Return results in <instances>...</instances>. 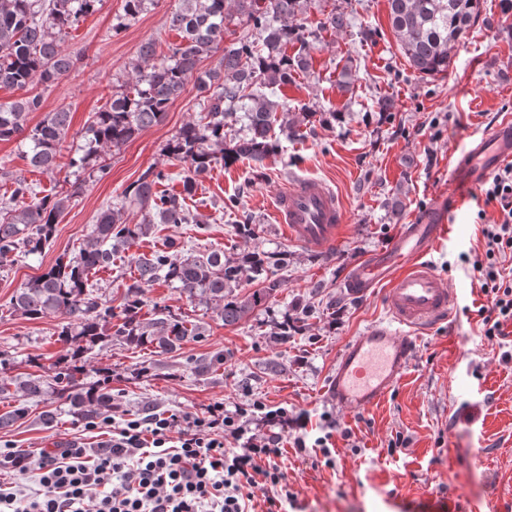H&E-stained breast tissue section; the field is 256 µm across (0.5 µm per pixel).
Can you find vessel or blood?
Returning a JSON list of instances; mask_svg holds the SVG:
<instances>
[{"instance_id": "1", "label": "vessel or blood", "mask_w": 512, "mask_h": 512, "mask_svg": "<svg viewBox=\"0 0 512 512\" xmlns=\"http://www.w3.org/2000/svg\"><path fill=\"white\" fill-rule=\"evenodd\" d=\"M512 162V118L495 123L470 147L451 158L448 193L404 225L384 251L353 266L344 282L352 294L387 288V316L349 341L336 359L328 399L340 410H366L383 400L404 377L412 337L446 321L457 295L428 261L450 230L449 218L466 202L465 189ZM276 218L289 239L313 250L336 241L347 216L340 197L324 182L294 183L276 202Z\"/></svg>"}]
</instances>
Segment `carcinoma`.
Segmentation results:
<instances>
[{"mask_svg":"<svg viewBox=\"0 0 512 512\" xmlns=\"http://www.w3.org/2000/svg\"><path fill=\"white\" fill-rule=\"evenodd\" d=\"M100 0H0V88L21 91L20 97L0 103V139H16L26 149L31 168L54 171L71 116L65 109L48 112L35 125L29 115L43 107L41 95L30 90L50 87L73 66L61 40L95 9ZM311 0H181L167 19L169 28L181 35L168 59L152 63L156 46L143 43L133 67L134 84L114 95L93 113L85 130L82 154L70 160L80 171L91 169L101 180L110 173L99 163L106 149H117L141 131L159 124L169 106L181 97L190 81L205 94L203 112L180 127L167 141L165 155L185 165L182 191L159 189L169 179L163 168L150 166L124 191L119 203L101 210L91 225L88 240L74 256H60L55 263L18 289L10 299L13 312L29 319L49 314L63 319L59 336L65 354L43 368L40 374L0 381V396L25 400L54 394L70 410L93 422L112 411V369L89 364L90 353L100 343L117 336L135 348L155 346L175 350L204 333L188 320L154 306L150 321L142 318L144 286L162 280L192 301L218 309L224 325L248 317L282 287L271 269L284 258L264 251H248L227 258L218 251L180 255L158 249L137 262V277L126 287L125 302L115 311L112 301L98 294L90 276L112 267L113 257L131 242L148 236L157 224H198L186 199L193 195L198 177L212 165L226 166L248 161L255 169L279 147L277 133L292 135L318 118L336 119L334 112H294L277 95L293 73L309 65L308 53L290 57L285 47L306 44L300 20ZM391 28L400 51L423 77L448 74L456 45L479 21L483 0H388ZM256 30L255 43L236 34L230 25ZM351 26L343 12H330L317 22L321 30L334 32ZM223 51L221 67L201 73L198 64ZM244 121L246 133L227 139L226 129ZM13 189L10 204L0 203V258L21 251L40 255L53 244L55 224L70 202L82 192L75 181L70 189L37 197L33 185L22 175L3 172ZM134 206L141 220L130 223L126 215ZM245 280L262 284L249 293L237 288ZM88 373L97 381L88 386L80 378Z\"/></svg>","mask_w":512,"mask_h":512,"instance_id":"1","label":"carcinoma"}]
</instances>
